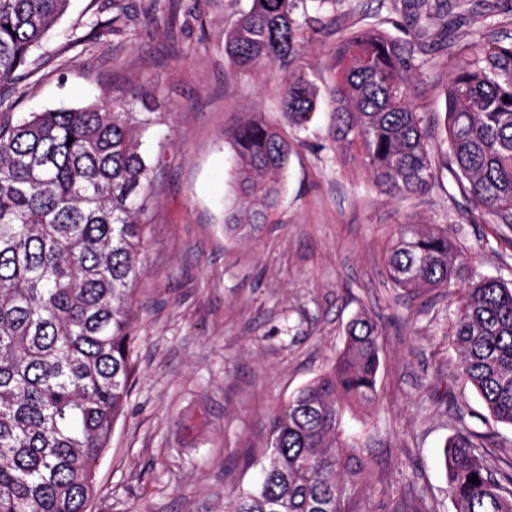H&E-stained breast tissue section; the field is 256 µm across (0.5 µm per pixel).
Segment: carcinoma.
<instances>
[{"instance_id":"cac0c4a2","label":"carcinoma","mask_w":512,"mask_h":512,"mask_svg":"<svg viewBox=\"0 0 512 512\" xmlns=\"http://www.w3.org/2000/svg\"><path fill=\"white\" fill-rule=\"evenodd\" d=\"M70 2L0 0V85L18 83ZM309 2L304 23L313 29L339 0ZM402 3L399 25L411 40L373 26L336 30L329 138L356 153L386 196L428 194L446 171L474 210L512 229V40L458 55L443 151L412 93L433 55L452 47L448 0ZM297 7L252 0L225 34L224 53L241 75L281 72L280 107L304 130L317 99L288 71L298 60ZM156 120L121 95L0 121V512H87L133 383L132 303L154 171L142 134ZM224 143L233 157L224 233L252 235L278 206L277 178L294 144L258 116L225 131ZM385 267L408 292L461 284L452 319L460 377L493 421L512 426V288L470 272L438 225H402ZM381 336L370 317L351 320L336 364L273 415L260 481L224 512H362L370 460L341 415L373 399ZM458 421L444 454L455 512H512V464L491 465L483 436Z\"/></svg>"}]
</instances>
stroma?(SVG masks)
<instances>
[{"mask_svg":"<svg viewBox=\"0 0 512 512\" xmlns=\"http://www.w3.org/2000/svg\"><path fill=\"white\" fill-rule=\"evenodd\" d=\"M121 5L129 25L116 31L112 0H72L35 51L33 74L0 88L15 122L125 92L131 111L167 115L143 137L157 168L134 302V380L96 468L91 512H224L227 498L256 483L272 416L335 364L360 312L383 329L375 398L344 416L372 449L364 510L399 512L422 498L454 512L444 445L458 414L477 432L488 417L452 348L461 288L394 289L384 253L401 225L440 224L476 274L512 283V244L496 225L467 223L450 176L428 196L392 199L329 139L336 30L379 22L394 32L390 0H344L334 25L298 30L297 68L318 99L301 135L277 106L278 78L232 76L224 35L251 0H160L149 28L148 0ZM453 37L460 47L512 38V0L494 16L468 15ZM455 62L439 59L435 79L417 82L413 94L439 121ZM257 110L296 147L259 235L231 239L224 131Z\"/></svg>","mask_w":512,"mask_h":512,"instance_id":"obj_1","label":"stroma"}]
</instances>
